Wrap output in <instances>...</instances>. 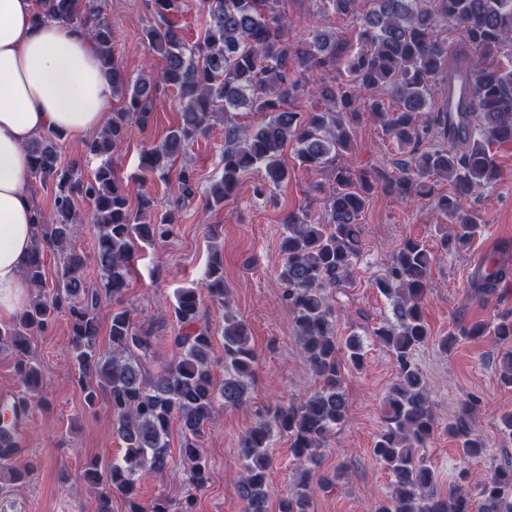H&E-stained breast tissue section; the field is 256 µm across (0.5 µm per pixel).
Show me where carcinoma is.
Masks as SVG:
<instances>
[{
  "label": "carcinoma",
  "mask_w": 512,
  "mask_h": 512,
  "mask_svg": "<svg viewBox=\"0 0 512 512\" xmlns=\"http://www.w3.org/2000/svg\"><path fill=\"white\" fill-rule=\"evenodd\" d=\"M180 0H154L160 21L145 30L148 45L161 56L160 72L130 76L112 52V30L102 17L99 0H40V21L87 27L112 96L121 107L99 137L87 143L89 152L104 155L137 125L146 128L160 87L174 86L180 96L178 125L158 145L141 155V169L164 178L175 158L206 133L208 120L219 112L247 107L264 112L268 120L256 127L224 126L223 175L208 195L218 205L239 187L242 174L256 169L262 180L259 193L288 178L281 160L284 147L295 145L300 167L329 172L334 187L327 197L329 220L322 224L303 211H291L283 220L279 279L282 297L293 319L303 359L318 388L300 401L268 409L259 423L242 437L239 448L242 474L237 491L245 512H269L271 486L268 471L272 445L288 436L290 452L305 473L319 465L318 449L346 416L347 400L339 354L359 371L365 360L356 336L337 346L336 311L328 291L340 286L360 253L359 217L373 193L380 189L398 199L425 198L449 221L443 243L450 251L466 249L480 230L475 215L463 201L500 179L491 147L512 142V0H326L338 15H361L355 43L317 26L298 39L289 35L287 19L276 9L278 0H202L208 25L203 41L188 44L166 18L179 9ZM459 31L458 41L438 35V27ZM459 71L467 88L466 111L459 125L454 116L439 112L433 119L440 142L431 141V127L418 123V114L431 109V91L442 74ZM336 71L331 80L311 83L306 72ZM383 88L398 107L386 111L377 99L362 103L365 93ZM303 96L330 102L321 112H299L292 103ZM379 122L403 149L397 171L378 168L352 170L336 159L353 150L360 108ZM48 131L28 145L31 174L53 193L51 215L36 212L35 247L23 276L30 298L27 307L9 325L0 327V352L15 359L21 381L38 384V371L28 356L29 337L51 325L54 314L70 317L69 346L85 382V401L98 397L125 443L121 459L100 467L94 463L84 479L98 489L99 512H112V495L127 502L128 512H170L160 496L149 507L136 498L137 481L145 473L163 474L170 467L168 436L179 422L185 444L184 461L196 489L209 481L203 436L217 404L241 407L254 382L256 354L248 325L229 308L221 249L214 247L203 279L211 301L224 308V379L212 372L213 336L198 326L200 297L195 288L181 289L169 313L186 332L173 338L170 364L150 373L146 363L153 350V333L134 324L122 307L112 309L109 330L112 349L98 348V308L117 301L127 287L131 259L140 243L156 245L169 238L176 223L169 211L150 223L140 222L109 162L84 181L73 165L61 163L57 140ZM446 181L451 190L436 194L432 185ZM195 173L183 168L172 183L176 199L195 195ZM92 205L98 229L93 261L102 272L97 287L84 279L88 257L70 247L74 225L82 222L78 201ZM62 254L56 293L45 292L44 249ZM431 251L409 238L394 251L374 286L389 301L392 317L372 335L392 356L397 369L383 403L382 428L374 443L376 461L391 477L392 491L373 512H512V464L507 462L474 479V486L437 488L434 471L419 455L432 438L436 420L429 402L428 381L418 366L416 352L431 339L425 319L430 291ZM508 270L489 258L471 273L472 288L483 296L494 294ZM492 336L502 344L501 384L512 387V317L477 322L457 335L437 339L443 352L461 339ZM25 397L0 401V457L14 455L22 431L20 421L30 411ZM448 435L461 437L464 457L481 458L487 441L464 419L448 425ZM309 485L304 482L281 500L280 512H309Z\"/></svg>",
  "instance_id": "1"
}]
</instances>
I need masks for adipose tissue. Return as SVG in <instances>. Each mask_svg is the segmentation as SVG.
Returning a JSON list of instances; mask_svg holds the SVG:
<instances>
[{
	"label": "adipose tissue",
	"mask_w": 512,
	"mask_h": 512,
	"mask_svg": "<svg viewBox=\"0 0 512 512\" xmlns=\"http://www.w3.org/2000/svg\"><path fill=\"white\" fill-rule=\"evenodd\" d=\"M37 0H0V321L28 297L35 209L27 146L50 130L80 141L109 120L112 88L77 27L36 19Z\"/></svg>",
	"instance_id": "obj_1"
}]
</instances>
